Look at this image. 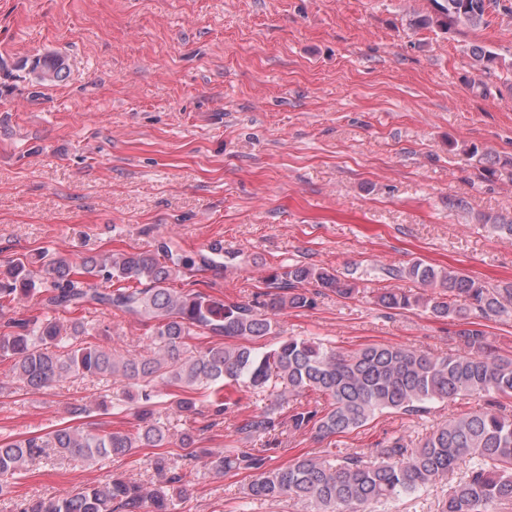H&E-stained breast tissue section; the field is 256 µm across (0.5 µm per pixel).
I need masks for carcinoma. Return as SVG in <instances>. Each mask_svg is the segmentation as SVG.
Segmentation results:
<instances>
[{
  "label": "carcinoma",
  "instance_id": "1",
  "mask_svg": "<svg viewBox=\"0 0 512 512\" xmlns=\"http://www.w3.org/2000/svg\"><path fill=\"white\" fill-rule=\"evenodd\" d=\"M434 5L435 15L421 16L420 27L478 26L501 3L434 0ZM65 69V60L56 54L30 63L40 82L60 79ZM465 154L491 176L509 166L475 145ZM484 221L491 232L512 238V220L487 215ZM221 251L218 242L204 254L180 250L162 238L154 250L86 255L78 261L43 252L36 260L16 258L0 267V319L6 328L0 333V358L12 361L22 387L40 391L64 379L96 378L125 381L124 393H137L128 429L63 423L0 441V496L50 448L82 462L125 457L138 448L174 444L181 449L174 457L154 456L151 467L161 481L151 489L114 477L70 496L22 502L18 512H173L174 499L183 494L178 463L200 457L218 474L250 472V498L271 503L290 498L308 512H378L454 473L458 478L437 512H489L493 505L512 504V411L500 401L512 398V358L496 352L480 323L512 312V284L490 288L460 271L422 261L389 268L391 278L412 279L423 289L384 288L374 303L460 321L457 339L463 351L436 355L372 344L343 353L297 336H281L272 344L263 340L274 334L276 316L285 310H310L327 292L356 297L354 282L325 267L293 264L268 271L264 281L269 291L254 304L172 288L186 273L215 266ZM34 295L45 314L5 318L11 304ZM87 305L150 324L146 348L122 353L93 344L88 338L99 334L97 327L77 317L64 325L55 317ZM206 333L224 341L191 344ZM232 339L249 344L231 345ZM229 384L265 401L258 413L237 423L236 431L246 440L264 438L270 447L201 448L199 436L206 425L179 430L170 440V428L161 422L164 404L189 421L206 410L222 417L234 406L224 392ZM200 386L209 390L204 401L195 396ZM310 392L318 398L302 403ZM460 397L482 398L485 405L435 426L415 445L394 435L376 448H356L331 459L303 455L285 466L271 465V444L284 435L309 431L322 440L361 428L379 414L417 415L431 403Z\"/></svg>",
  "mask_w": 512,
  "mask_h": 512
}]
</instances>
